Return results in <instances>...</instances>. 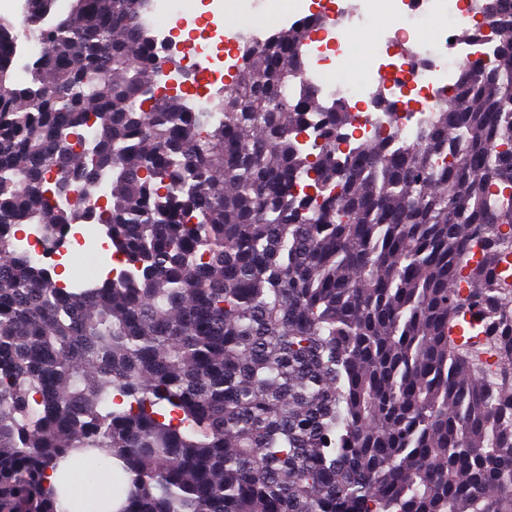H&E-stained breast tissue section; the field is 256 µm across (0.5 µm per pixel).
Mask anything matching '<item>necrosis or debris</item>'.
<instances>
[{
  "label": "necrosis or debris",
  "instance_id": "1",
  "mask_svg": "<svg viewBox=\"0 0 512 512\" xmlns=\"http://www.w3.org/2000/svg\"><path fill=\"white\" fill-rule=\"evenodd\" d=\"M441 0H357L354 9L340 15L337 22L323 30L318 45L302 73L303 79L318 86L325 100L336 102L353 112L360 136L394 133V146L413 138L438 105L455 91L459 71L456 60H465L480 69L493 68L497 63V41L490 32L476 40H464L458 30L444 26L434 31L432 43L419 38L420 29L440 18ZM239 15H258L256 30L268 31L290 25H304L307 15L301 4L282 11L280 0H270L261 6L260 0H233ZM189 0H145L143 20L152 32L155 47L177 50L171 29L164 19L181 16ZM391 17L383 49L377 50L371 65L357 81L344 79L343 64L349 48L339 34L340 28L366 24L380 17ZM244 34L229 26L222 37L225 51L230 54L228 65L217 67L207 48H197L186 65L196 71L198 80L207 88L227 84L241 62L240 42Z\"/></svg>",
  "mask_w": 512,
  "mask_h": 512
}]
</instances>
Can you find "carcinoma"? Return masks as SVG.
<instances>
[{
	"mask_svg": "<svg viewBox=\"0 0 512 512\" xmlns=\"http://www.w3.org/2000/svg\"><path fill=\"white\" fill-rule=\"evenodd\" d=\"M54 4L0 18V512H63L90 451L118 512H512V0L401 151L297 82L323 16L244 47L217 121L143 111L140 0ZM90 220L126 259L91 288L18 249ZM94 469L97 476L100 473L103 478L99 484L100 487H108L113 484L114 474H117V479L123 481L127 480L125 473L118 474L112 469L111 463H100L95 466H90L87 459L77 458L72 460L66 470V496L63 500V506L68 512H87L84 509L75 507V505L81 502L88 496L89 484L87 482L88 472Z\"/></svg>",
	"mask_w": 512,
	"mask_h": 512,
	"instance_id": "carcinoma-1",
	"label": "carcinoma"
}]
</instances>
